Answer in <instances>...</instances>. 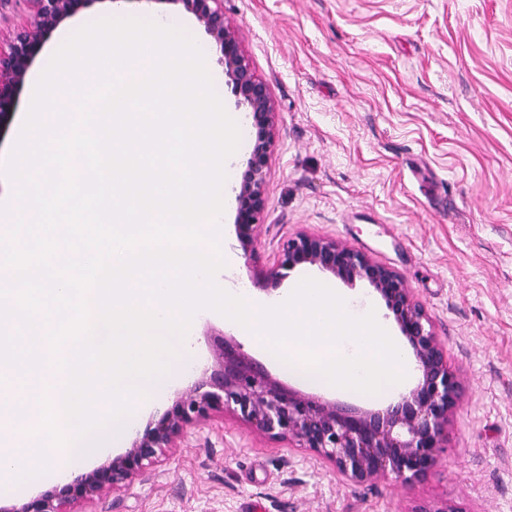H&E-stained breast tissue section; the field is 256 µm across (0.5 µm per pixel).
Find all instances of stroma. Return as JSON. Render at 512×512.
I'll return each instance as SVG.
<instances>
[{
  "mask_svg": "<svg viewBox=\"0 0 512 512\" xmlns=\"http://www.w3.org/2000/svg\"><path fill=\"white\" fill-rule=\"evenodd\" d=\"M148 3L189 24L223 72L203 26L174 0ZM276 104L265 221L252 257L224 211L223 279L274 299L268 269L283 239H336L400 273L432 317L463 385L437 465L410 484L357 486L232 416L190 429L162 461L71 512H413L454 500L463 512H512V0H224ZM231 339L199 317L198 371Z\"/></svg>",
  "mask_w": 512,
  "mask_h": 512,
  "instance_id": "1",
  "label": "stroma"
}]
</instances>
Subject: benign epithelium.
Instances as JSON below:
<instances>
[{
  "label": "benign epithelium",
  "instance_id": "obj_1",
  "mask_svg": "<svg viewBox=\"0 0 512 512\" xmlns=\"http://www.w3.org/2000/svg\"><path fill=\"white\" fill-rule=\"evenodd\" d=\"M25 2L29 19L0 48V120L14 111L16 88L45 35L81 11L87 0ZM172 2L193 14L216 44L228 85L255 131L236 194L238 241L244 254L251 256L265 218L276 104L269 86L244 54L237 28L224 16V0ZM299 265L315 266L345 282H369L393 314L417 363L420 377L413 388L380 410L339 406L284 387L260 363L226 342L215 352L218 369L195 381L144 429L135 430L125 453L61 488L53 487L18 508L0 512H68V505L92 499L143 473L189 428L214 413H230L260 437L288 441L313 452L356 485L378 479L408 484L425 476L446 448L461 382L448 365V351L438 340L424 305L394 270L334 239L307 233L283 241L276 264L263 274L265 286L277 285L284 272Z\"/></svg>",
  "mask_w": 512,
  "mask_h": 512
}]
</instances>
